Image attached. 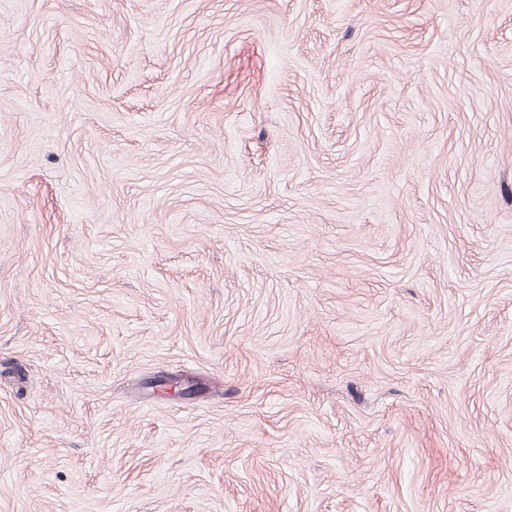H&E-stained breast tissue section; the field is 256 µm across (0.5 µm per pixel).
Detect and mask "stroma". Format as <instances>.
<instances>
[{"mask_svg":"<svg viewBox=\"0 0 512 512\" xmlns=\"http://www.w3.org/2000/svg\"><path fill=\"white\" fill-rule=\"evenodd\" d=\"M0 512H512V0H0Z\"/></svg>","mask_w":512,"mask_h":512,"instance_id":"stroma-1","label":"stroma"}]
</instances>
